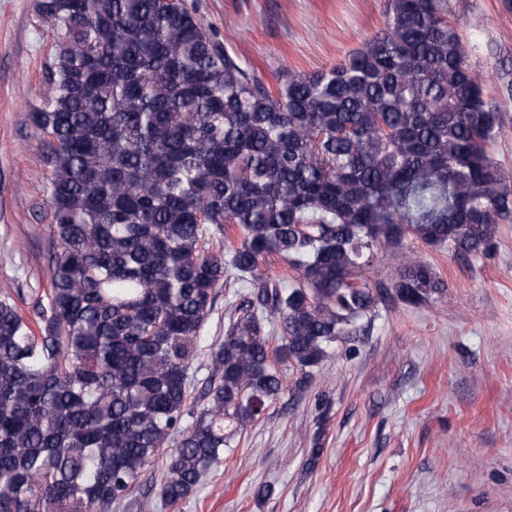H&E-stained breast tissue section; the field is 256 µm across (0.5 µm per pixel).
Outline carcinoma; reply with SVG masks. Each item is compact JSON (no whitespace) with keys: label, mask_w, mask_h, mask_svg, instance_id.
I'll return each instance as SVG.
<instances>
[{"label":"carcinoma","mask_w":512,"mask_h":512,"mask_svg":"<svg viewBox=\"0 0 512 512\" xmlns=\"http://www.w3.org/2000/svg\"><path fill=\"white\" fill-rule=\"evenodd\" d=\"M38 10L56 32L31 113L51 289L37 332L0 296V512H109L161 455L177 503L288 390L279 366L299 387L378 304L447 290L408 241L476 255L512 216L500 113L447 0H387L382 31L274 91L182 0ZM232 228L238 245L201 249ZM381 251L399 259L388 286ZM270 256L288 287L268 282ZM230 271L258 288L211 349L197 412L188 371Z\"/></svg>","instance_id":"carcinoma-1"}]
</instances>
